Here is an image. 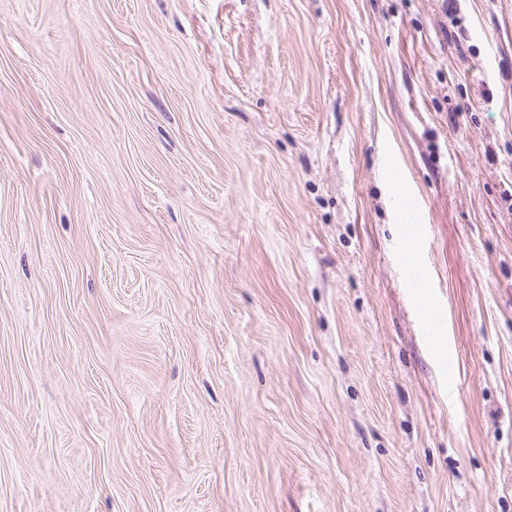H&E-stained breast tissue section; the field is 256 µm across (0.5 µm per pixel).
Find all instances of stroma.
<instances>
[{"mask_svg":"<svg viewBox=\"0 0 512 512\" xmlns=\"http://www.w3.org/2000/svg\"><path fill=\"white\" fill-rule=\"evenodd\" d=\"M0 512H512V0H0ZM396 206L400 216V233L405 243L403 260L407 264L420 261L419 241L422 235L421 224L417 223L415 204L404 188L396 190Z\"/></svg>","mask_w":512,"mask_h":512,"instance_id":"1","label":"stroma"}]
</instances>
